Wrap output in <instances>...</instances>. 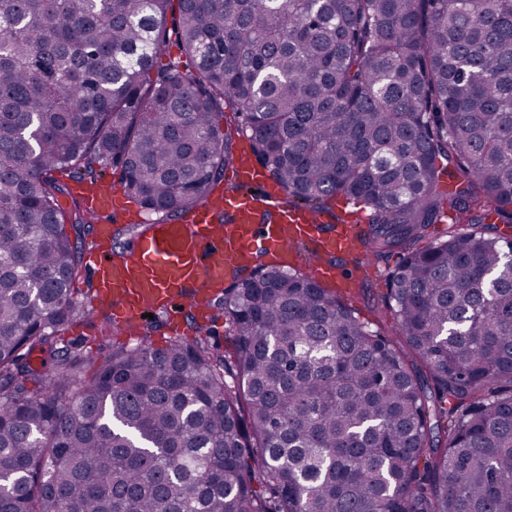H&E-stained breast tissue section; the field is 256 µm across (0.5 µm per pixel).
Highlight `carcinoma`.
Here are the masks:
<instances>
[{"instance_id":"carcinoma-1","label":"carcinoma","mask_w":512,"mask_h":512,"mask_svg":"<svg viewBox=\"0 0 512 512\" xmlns=\"http://www.w3.org/2000/svg\"><path fill=\"white\" fill-rule=\"evenodd\" d=\"M170 32L187 64L156 71ZM241 135L284 204L350 199L364 252L412 246L397 341L258 263L222 291L229 360L57 346L90 220L56 174L119 169L169 220ZM493 215L512 223V0H0V512H512Z\"/></svg>"}]
</instances>
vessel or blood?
<instances>
[{"label": "vessel or blood", "instance_id": "1", "mask_svg": "<svg viewBox=\"0 0 512 512\" xmlns=\"http://www.w3.org/2000/svg\"><path fill=\"white\" fill-rule=\"evenodd\" d=\"M233 180L234 190H217L210 205L150 224L136 245L121 253L112 250V220L125 212L111 189L72 184L73 194L95 219L96 245L84 272L114 323L160 311L172 328H179L187 310L203 314L225 279L239 269L267 253L288 262L298 246L312 257L316 280L346 286L333 260L361 252L358 216L342 224L305 206H285L281 188L249 161L234 163Z\"/></svg>", "mask_w": 512, "mask_h": 512}]
</instances>
